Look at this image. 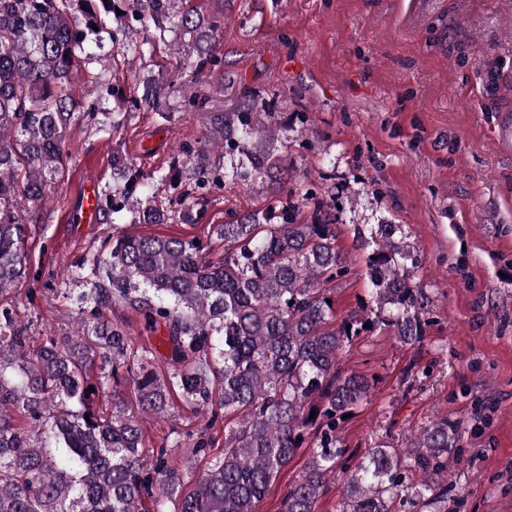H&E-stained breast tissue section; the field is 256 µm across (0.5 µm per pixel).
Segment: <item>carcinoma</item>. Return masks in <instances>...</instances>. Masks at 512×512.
Segmentation results:
<instances>
[{
    "label": "carcinoma",
    "mask_w": 512,
    "mask_h": 512,
    "mask_svg": "<svg viewBox=\"0 0 512 512\" xmlns=\"http://www.w3.org/2000/svg\"><path fill=\"white\" fill-rule=\"evenodd\" d=\"M213 2L218 9L203 13L185 0H0V295L26 270L29 225L18 205L44 202L64 178L74 120L108 136L119 124L117 112L110 123L98 119L96 77L77 93L82 66L106 41L120 47V35L137 26L139 54L172 31L184 70L220 71L215 41L224 0ZM164 98L165 88L146 82L136 103L167 119ZM278 132L269 101L248 88L233 109L208 113L203 140L179 150L194 160L196 178L177 210L153 187L177 188L178 160L143 175L112 156L115 184L97 204L108 220L128 213L134 224H193L189 199L230 174L255 185L265 207L210 225L224 255H210L200 237L115 231L64 283L80 303L79 334L45 336L34 349L16 309L0 305V512H143L146 502L151 512H256L306 447L280 512H316L338 473L339 512H444L448 461L462 439L457 419L433 420L402 448L378 445L351 471L341 465L339 424L368 403L375 378L342 371L338 357L377 330L403 346L421 342L433 314L419 280L422 259L403 225H376L363 241L369 301L338 315L329 285L349 267L336 245V203L306 191L301 200L311 214L301 217L288 168L265 145ZM219 150L222 166L210 157ZM117 304L136 311L148 331L168 329L166 371L152 365L150 348L135 349L120 326L103 319ZM129 384L141 414L164 418L177 397L210 410L208 424L188 434V455H173L176 442L146 447L141 422L122 398ZM102 397L111 398L112 413L96 409ZM220 410L224 446L198 474L195 458L211 452L209 430Z\"/></svg>",
    "instance_id": "carcinoma-1"
}]
</instances>
